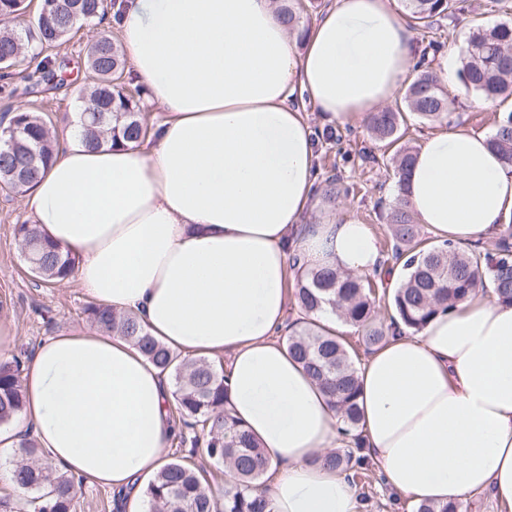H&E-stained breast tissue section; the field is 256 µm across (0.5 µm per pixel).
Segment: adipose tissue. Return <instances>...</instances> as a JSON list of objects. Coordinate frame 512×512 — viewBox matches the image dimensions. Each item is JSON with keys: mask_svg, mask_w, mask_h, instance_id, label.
I'll list each match as a JSON object with an SVG mask.
<instances>
[{"mask_svg": "<svg viewBox=\"0 0 512 512\" xmlns=\"http://www.w3.org/2000/svg\"><path fill=\"white\" fill-rule=\"evenodd\" d=\"M122 48L165 119L143 142L92 149L71 134L26 192L35 224L76 254L99 305L137 316L185 359L225 357V408L261 447L271 512H362L329 396L278 340L291 257L402 282L367 225L316 224V153L306 95L323 123L368 120L414 77V33L391 0H334L305 38L275 0H118ZM485 133L427 137L408 206L438 242L502 236L512 167ZM365 454L408 505L486 491L512 512V303L493 282L388 336L358 368ZM25 421L63 471L108 486L123 512L167 463L178 422L166 374L99 330L42 343L23 372Z\"/></svg>", "mask_w": 512, "mask_h": 512, "instance_id": "adipose-tissue-1", "label": "adipose tissue"}]
</instances>
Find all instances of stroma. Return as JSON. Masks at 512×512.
Here are the masks:
<instances>
[{
	"mask_svg": "<svg viewBox=\"0 0 512 512\" xmlns=\"http://www.w3.org/2000/svg\"><path fill=\"white\" fill-rule=\"evenodd\" d=\"M462 11L453 38L445 51L459 48L476 27L512 23V0H458ZM98 22L78 26L56 52L69 61L70 81L62 90L38 97L23 95V81L0 79V117L20 107L41 113L52 125L56 138H63L73 123V112L79 101V90L88 86L90 73L86 66L87 50L101 32ZM456 110L450 121L420 123L412 121L408 136L412 146L423 144L428 135L448 129H465L493 133L500 114L512 110V102H487L475 107L471 94L463 85L450 91ZM308 119L317 140L319 179L336 176L344 186V194L336 199L320 200L321 210L336 215H349L367 224L382 248H389L388 214L398 195L392 171L374 162L369 151L376 143L365 123L334 127L322 123L317 112L308 111ZM25 197L7 187H0V331H8L12 344L0 353L9 361L23 354H33L48 337L71 331L90 329L84 310L91 300L80 281L71 279L61 286L37 282L33 277L14 228L32 222Z\"/></svg>",
	"mask_w": 512,
	"mask_h": 512,
	"instance_id": "obj_1",
	"label": "stroma"
}]
</instances>
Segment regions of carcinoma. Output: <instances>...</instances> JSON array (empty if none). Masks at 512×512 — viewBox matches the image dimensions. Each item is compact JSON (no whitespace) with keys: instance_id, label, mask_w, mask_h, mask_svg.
Here are the masks:
<instances>
[{"instance_id":"cac0c4a2","label":"carcinoma","mask_w":512,"mask_h":512,"mask_svg":"<svg viewBox=\"0 0 512 512\" xmlns=\"http://www.w3.org/2000/svg\"><path fill=\"white\" fill-rule=\"evenodd\" d=\"M408 18L417 26L432 29L442 20L456 19L455 0H402ZM23 0H0V69L18 64L21 49H36V65L26 74L28 88L41 84L66 85L65 64L51 51L74 30L79 20L104 21L107 6L103 0H57L53 15L21 29L13 22L23 14ZM281 13L298 34L306 33L300 12L286 0ZM87 66L95 84L83 93L81 133L95 148L120 142H136L149 133L141 112V89L136 94L112 81V71H125L121 46L105 35L91 45ZM417 75L406 87L402 104L374 112L367 123L374 139L392 149L390 162L397 177L398 195L405 191V178L416 149L408 145V115L420 122H441L454 112V102L443 90L439 77L426 58L415 66ZM459 76L466 89L486 100L512 97V24L476 28L468 36L462 52ZM18 129L12 148L0 152V181H16L15 191L24 193L50 166L57 142L45 118L27 108L16 109L6 128ZM500 159L512 166V112L499 118L490 139ZM36 156L35 166L27 161ZM392 224L391 258L403 264L400 288L391 293L376 290L370 280L332 270L311 271L297 276L293 291L297 307L311 315L332 313L361 331L357 343L332 330L305 327L286 336L289 354L324 389L341 415L345 432L354 434L350 447L328 456L334 468L351 472L352 480L362 478L369 465L363 463L360 440L359 383L353 356L356 346L370 350L379 346L392 328L420 331L438 308H450L483 284L490 274L501 301L512 300V224L507 225L497 251L477 247L460 249L449 245L427 244L421 239L412 213L402 200L389 215ZM17 239L26 252L32 274L44 284L61 285L74 275L79 258L64 251L43 236L35 224H18ZM384 300L391 308L389 323L376 322V302ZM92 325L129 339L161 371L174 377V411L192 420L204 436L205 455L224 465L237 479L236 490L213 498L202 482L201 469L184 456L164 466L144 492L148 512H269L267 500L255 493L264 482L265 467L258 443L224 409L226 386L224 368L214 360H186L174 354L151 336L136 316L118 314L100 305L86 308ZM23 364L19 359L0 362V425L14 422L25 408L22 385ZM13 480L32 496L25 501L26 512H74V478L44 463L36 440L20 436L14 450Z\"/></svg>"}]
</instances>
